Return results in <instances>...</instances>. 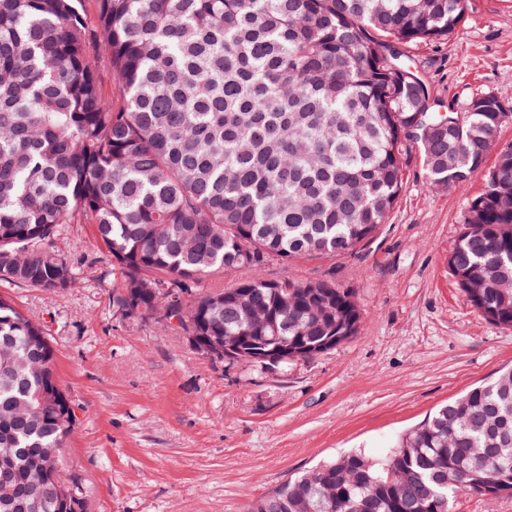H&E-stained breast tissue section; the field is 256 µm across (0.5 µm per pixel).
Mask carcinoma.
Here are the masks:
<instances>
[{
	"mask_svg": "<svg viewBox=\"0 0 512 512\" xmlns=\"http://www.w3.org/2000/svg\"><path fill=\"white\" fill-rule=\"evenodd\" d=\"M0 0V285L59 292L55 250L90 224L132 316L176 308L192 347L251 336L288 357L356 336L348 288L277 283L272 259L352 254L404 188L415 145L430 184L465 188L512 104L484 93L435 109L410 49L443 43L464 0ZM121 98L102 92L90 47ZM448 267L468 301L512 328V147L468 201ZM251 276L206 288L217 273ZM44 326L0 293V512H87L63 477L73 427ZM512 495V369L436 409L382 463L326 462L251 512H454Z\"/></svg>",
	"mask_w": 512,
	"mask_h": 512,
	"instance_id": "carcinoma-1",
	"label": "carcinoma"
}]
</instances>
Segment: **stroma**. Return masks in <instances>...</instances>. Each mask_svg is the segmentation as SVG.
Wrapping results in <instances>:
<instances>
[{
	"mask_svg": "<svg viewBox=\"0 0 512 512\" xmlns=\"http://www.w3.org/2000/svg\"><path fill=\"white\" fill-rule=\"evenodd\" d=\"M412 64L441 108L491 93L512 103V0H466L443 44L412 47ZM485 187L432 189L418 147L378 234L356 253L272 260L271 280H330L353 291L359 334L271 374L218 361L182 330L112 306L122 280L88 224L55 242L76 284L10 294L41 322L77 421L63 454L87 512H248L316 464L349 452L384 460L435 408L512 365V329L471 305L448 267L468 199Z\"/></svg>",
	"mask_w": 512,
	"mask_h": 512,
	"instance_id": "obj_1",
	"label": "stroma"
}]
</instances>
